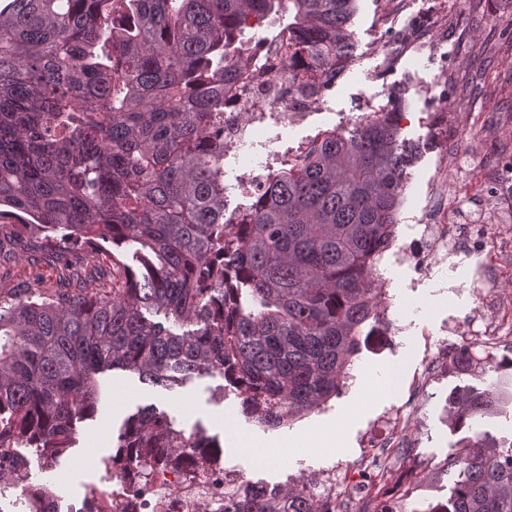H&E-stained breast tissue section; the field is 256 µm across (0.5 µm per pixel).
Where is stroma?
Segmentation results:
<instances>
[{
    "label": "stroma",
    "mask_w": 512,
    "mask_h": 512,
    "mask_svg": "<svg viewBox=\"0 0 512 512\" xmlns=\"http://www.w3.org/2000/svg\"><path fill=\"white\" fill-rule=\"evenodd\" d=\"M408 7L429 17L448 14L422 45L417 62L389 66L386 0H358L346 75L312 102L275 144L285 153L327 131H352L375 108L393 104L402 114V138L418 147L406 170L397 214L396 235L403 242L414 237L413 226L428 202L427 181L435 169H442L450 184L461 186L457 220L465 225L481 200L470 197L464 183L492 162L497 151L512 153V135L497 130L499 115L512 114V0H455L448 10L441 0H409ZM439 104L459 113L465 131L450 153L444 152L433 124L422 118ZM40 244L18 218L0 219L1 292L28 288L44 296L56 293L55 267L36 270L30 264ZM481 261L465 240L443 264L421 273L386 253L380 271L387 279L390 303L381 323L404 327V335L362 346L353 358V377L340 393L291 425L266 430L248 420L238 395L220 394L218 377L195 378L167 391L140 383L135 374L113 371L104 376L105 405L84 426L64 468H46L41 458L30 455L29 480L70 497L89 470L111 454L124 417L136 406L152 404L175 417L184 432L199 426L219 436L225 466L270 479L287 477L297 486L322 468L372 467L363 446L366 436L386 411L405 405L412 411L405 430L411 446L395 451L390 478L396 481L416 471V501L447 499L448 461L468 435L454 428L448 396L459 386L482 387L485 371L479 367L466 377L451 371L424 388L416 381L446 340L442 324L471 318L475 299L468 279ZM421 324L433 329L432 337L419 335Z\"/></svg>",
    "instance_id": "obj_1"
}]
</instances>
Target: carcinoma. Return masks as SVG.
Listing matches in <instances>:
<instances>
[{"mask_svg":"<svg viewBox=\"0 0 512 512\" xmlns=\"http://www.w3.org/2000/svg\"><path fill=\"white\" fill-rule=\"evenodd\" d=\"M277 0H10L0 10V206L58 244L50 297L0 296V440L57 465L127 371L169 390L220 377L262 427L339 394L377 318L375 274L414 147L390 120L328 132L262 197L224 219V88L243 68L238 33ZM326 85L352 50L356 0H287ZM112 253V287L68 244ZM133 250L135 264L125 262ZM164 321H159L158 317ZM180 327L175 333L168 323ZM509 381L453 392L454 424L512 403ZM174 421L139 406L118 430L144 465L179 449ZM445 503L423 512H512V441L457 450ZM282 511L259 494L224 512H331L303 492Z\"/></svg>","mask_w":512,"mask_h":512,"instance_id":"1","label":"carcinoma"}]
</instances>
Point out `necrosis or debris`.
I'll return each instance as SVG.
<instances>
[{
  "instance_id": "4bbe7bcc",
  "label": "necrosis or debris",
  "mask_w": 512,
  "mask_h": 512,
  "mask_svg": "<svg viewBox=\"0 0 512 512\" xmlns=\"http://www.w3.org/2000/svg\"><path fill=\"white\" fill-rule=\"evenodd\" d=\"M295 50L291 32L282 29L251 50L252 63L242 70L234 89L225 100L228 109L252 110L249 122L237 121L224 126V158L237 165L248 163L245 145L269 148L273 130L286 129L290 120L301 117L308 101L289 90L291 77H308V65L300 63L286 68L285 63ZM479 181L494 190L496 201L479 216L485 230L477 239V248L484 254L472 288L478 295L479 308L473 318L446 326L456 338V345L483 353H491L501 342L512 340V299L500 296L496 286L512 275V178L482 172ZM458 199L448 187L445 177H437L430 188V204L421 215L420 233L414 243H394L400 262L427 269L451 251L461 235L455 221ZM183 453L140 470L136 462L122 460L105 462L97 478L84 482L69 499L44 495L29 487L28 459L17 450H10L14 479L27 485L29 512H210L216 503L235 501L253 489L267 496L281 498L286 481L265 478L247 480L236 468L224 465V454L212 449L194 448L192 440L178 436ZM384 464H377L372 476L352 485L351 479L335 468L321 470L303 488L311 501L330 503L334 512L351 497L364 503L383 502Z\"/></svg>"
}]
</instances>
